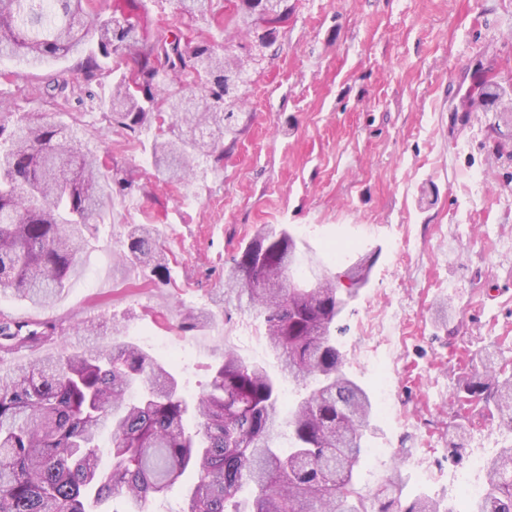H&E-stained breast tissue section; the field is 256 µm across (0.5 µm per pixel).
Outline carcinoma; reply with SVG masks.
Instances as JSON below:
<instances>
[{"instance_id": "cac0c4a2", "label": "carcinoma", "mask_w": 512, "mask_h": 512, "mask_svg": "<svg viewBox=\"0 0 512 512\" xmlns=\"http://www.w3.org/2000/svg\"><path fill=\"white\" fill-rule=\"evenodd\" d=\"M96 0H0V59L30 66L47 57L77 55L91 82L97 58L81 57L89 41L115 69L133 56L131 75L112 83L114 121L136 132L157 127L151 159L157 175L185 180L193 164L224 158L234 145L239 92L246 68L225 63L205 44L157 32L140 36L130 17L109 16ZM213 0H179L182 12L204 15ZM242 9L271 21L283 0H241ZM205 89L199 108L170 93L155 108L168 72ZM467 111L495 110L512 126V97L482 78ZM106 159L72 127L40 112L0 116V290L42 307L70 284L92 230L112 195ZM160 238L142 224L125 240L124 257L152 262L159 277ZM305 260L286 228L266 227L241 249L224 273V304L246 301L264 317L267 345L280 366L274 376L224 349L210 368L208 390L189 399L177 378L149 351L131 342L87 348L61 345L36 362L0 365V512H95L121 497L124 512H147L183 477L184 512H451L421 492L407 500L402 465L367 495L356 467L366 454L375 410L369 393L349 377L336 325L358 291L360 262L343 274L322 269L315 288L294 284ZM349 285L341 287L342 279ZM47 325L0 318V352L34 344ZM465 388L512 431V374L495 355ZM304 390L286 406L284 383ZM288 430V449L276 439ZM110 435L107 469L100 468L102 433ZM486 493L471 512H512V445L486 463Z\"/></svg>"}]
</instances>
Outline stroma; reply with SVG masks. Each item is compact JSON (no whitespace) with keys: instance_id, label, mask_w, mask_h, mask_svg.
Masks as SVG:
<instances>
[{"instance_id":"obj_1","label":"stroma","mask_w":512,"mask_h":512,"mask_svg":"<svg viewBox=\"0 0 512 512\" xmlns=\"http://www.w3.org/2000/svg\"><path fill=\"white\" fill-rule=\"evenodd\" d=\"M239 0H215L214 16L182 13L177 0H125L143 30L182 34L248 59L239 135L218 169L201 180H157L147 135L112 122L111 78L86 84L74 58L14 72L0 84V111L42 112L97 141L112 172V198L82 265L54 304L39 308L0 292V313L59 327L54 345L82 348L113 328L161 361H174L187 395L202 392L244 321L255 334L237 351L277 372L269 350L253 352L258 316L225 310L220 292L232 260L265 225L282 224L299 249L322 259L330 241L350 243L333 271L364 257L367 284L339 324L346 371L367 389L375 375L359 360L361 323L394 314L386 357L400 411L376 418L368 437L378 459H365L359 481L371 489L393 460L427 456L425 480L408 474L453 512H470L446 476L461 467L454 447H475L499 418L453 396L494 344L512 346V158L499 157L495 115L462 116L460 98L476 70L512 88V0H287L288 14L270 45L255 38V17H231ZM483 171L486 181L473 178ZM163 232L167 283L118 256L128 231ZM207 311L204 328L185 333L191 311ZM99 333L82 330L87 321Z\"/></svg>"}]
</instances>
